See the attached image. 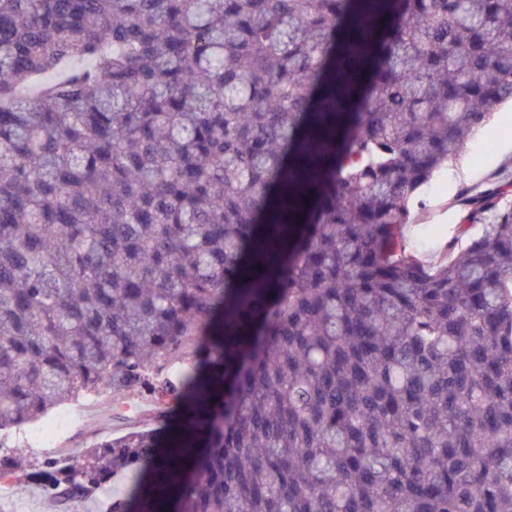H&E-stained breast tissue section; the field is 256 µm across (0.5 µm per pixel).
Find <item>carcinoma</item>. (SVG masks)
<instances>
[{"instance_id": "obj_1", "label": "carcinoma", "mask_w": 512, "mask_h": 512, "mask_svg": "<svg viewBox=\"0 0 512 512\" xmlns=\"http://www.w3.org/2000/svg\"><path fill=\"white\" fill-rule=\"evenodd\" d=\"M512 103V0H0V479L110 512H512V182L415 193ZM304 217L297 222L296 217ZM113 401L112 394H103L94 401H86L79 404L66 405L50 417L41 421L50 420L56 414L55 419L31 431V438L35 442L46 443L53 440L55 434L61 431L55 440L47 445L34 443L29 439V431L41 422L28 424L16 429V432L24 428L16 441L9 443L10 451L17 453L24 459L25 476L22 482L9 481L3 485L0 483V512H58L56 507L41 493L44 474L41 460L46 453L56 454L67 451L74 457H78L82 449L89 444L98 433H113L132 427L140 419L148 418L145 408L136 399H125L118 404ZM113 416V419H112ZM19 484L23 488V496L17 499L12 491V484ZM130 489V480L119 477L106 488L92 494L89 498L74 502L68 506L69 512H105L112 496L122 495Z\"/></svg>"}]
</instances>
